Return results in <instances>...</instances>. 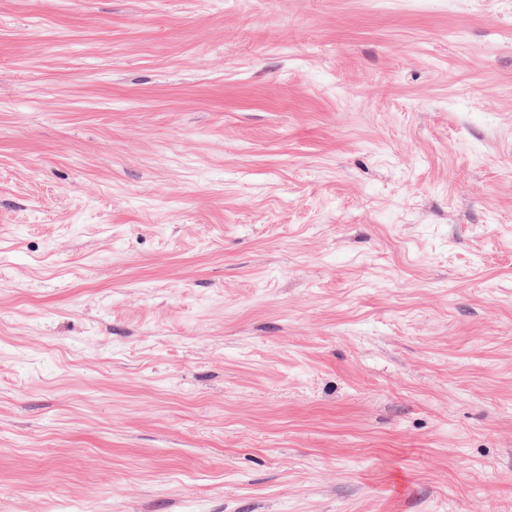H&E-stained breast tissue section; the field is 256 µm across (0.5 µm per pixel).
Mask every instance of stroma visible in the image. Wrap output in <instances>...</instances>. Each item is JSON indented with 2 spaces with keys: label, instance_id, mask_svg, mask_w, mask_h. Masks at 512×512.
Instances as JSON below:
<instances>
[{
  "label": "stroma",
  "instance_id": "1",
  "mask_svg": "<svg viewBox=\"0 0 512 512\" xmlns=\"http://www.w3.org/2000/svg\"><path fill=\"white\" fill-rule=\"evenodd\" d=\"M0 512H512V0H0Z\"/></svg>",
  "mask_w": 512,
  "mask_h": 512
}]
</instances>
